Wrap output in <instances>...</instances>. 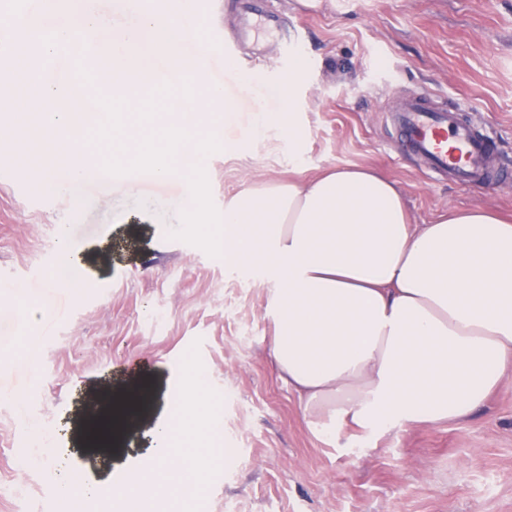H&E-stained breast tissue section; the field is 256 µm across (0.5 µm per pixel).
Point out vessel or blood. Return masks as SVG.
<instances>
[{"instance_id":"b4317fda","label":"vessel or blood","mask_w":512,"mask_h":512,"mask_svg":"<svg viewBox=\"0 0 512 512\" xmlns=\"http://www.w3.org/2000/svg\"><path fill=\"white\" fill-rule=\"evenodd\" d=\"M240 37L261 45L275 44L284 60L301 49L298 32L284 28L272 10H250L244 15ZM182 53L193 64L212 70L217 86L227 76L219 62L234 56L236 47L227 43L221 27L206 30L203 40L183 42ZM45 74L52 79H79L85 89L111 87L107 60L97 41L81 36L63 42ZM392 138L404 144L409 156L434 176L452 177L464 185H499L512 181V171L497 162L496 143L486 128L475 125L462 108L445 105L424 93L400 95L385 117Z\"/></svg>"}]
</instances>
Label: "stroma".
Wrapping results in <instances>:
<instances>
[{
	"instance_id": "1",
	"label": "stroma",
	"mask_w": 512,
	"mask_h": 512,
	"mask_svg": "<svg viewBox=\"0 0 512 512\" xmlns=\"http://www.w3.org/2000/svg\"><path fill=\"white\" fill-rule=\"evenodd\" d=\"M303 37L291 97L299 155L287 134L253 131L272 112L270 90L283 61L274 48L247 49L232 64L242 75L235 111L218 114L222 148L204 163L212 200L264 181L309 179L328 168H369L400 190L414 229L451 208H482L512 219V183L467 189L432 178L391 138L383 114L405 92L466 107L501 139L512 166V0H266ZM385 65L377 69L374 58ZM26 119L0 112V285L28 294L0 308V512H64L45 451L112 481L150 458L148 438L187 360L200 366L223 422V455L211 452V428L195 427L174 472L208 466L201 512H512V381L469 420L418 425L377 440L343 429L316 439L297 393L269 357L267 289L226 271L224 260L170 238L180 222L177 183L126 175L76 201L40 186L18 160L29 145ZM69 230L80 247L72 271L86 286L53 288L48 273L63 259L56 243ZM111 250L109 262L98 261ZM44 305L48 328L38 362L19 358L32 326L28 303ZM140 376L156 386L152 406L112 430L110 451L79 450L67 426L80 395L103 378L122 389ZM24 402L9 397V390ZM58 434L50 440L46 426ZM27 443L31 467L19 473L14 450ZM25 482L26 496L15 495Z\"/></svg>"
}]
</instances>
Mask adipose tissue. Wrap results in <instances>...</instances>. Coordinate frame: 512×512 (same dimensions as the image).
I'll return each instance as SVG.
<instances>
[{
	"label": "adipose tissue",
	"instance_id": "1",
	"mask_svg": "<svg viewBox=\"0 0 512 512\" xmlns=\"http://www.w3.org/2000/svg\"><path fill=\"white\" fill-rule=\"evenodd\" d=\"M30 111L38 150L21 159L79 197L96 171L65 134L84 116L80 100L45 86ZM63 162L71 177L60 183ZM224 266L267 285L271 356L318 439L337 440L345 425L380 438L466 420L512 379V224L489 211L452 212L416 232L397 189L371 171L271 181L225 204ZM173 428L157 417L152 466L113 498L117 512H144L138 489L171 467Z\"/></svg>",
	"mask_w": 512,
	"mask_h": 512
}]
</instances>
